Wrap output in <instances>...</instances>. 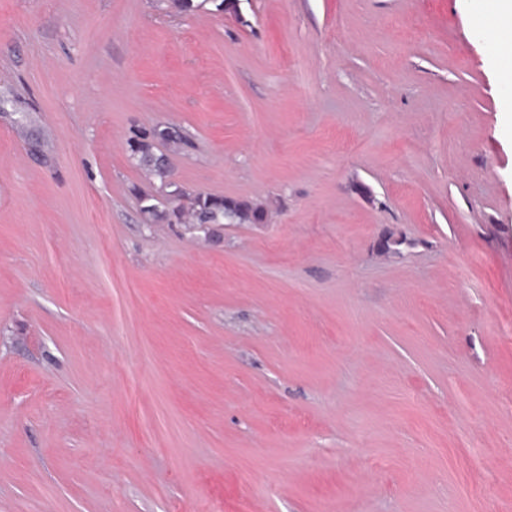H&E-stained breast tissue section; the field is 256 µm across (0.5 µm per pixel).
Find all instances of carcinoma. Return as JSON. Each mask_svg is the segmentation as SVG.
<instances>
[{"instance_id":"obj_1","label":"carcinoma","mask_w":512,"mask_h":512,"mask_svg":"<svg viewBox=\"0 0 512 512\" xmlns=\"http://www.w3.org/2000/svg\"><path fill=\"white\" fill-rule=\"evenodd\" d=\"M189 146L186 134L174 125L155 126L130 140L129 151L136 166L158 181L156 192L141 196L144 223L181 224L188 229L201 224L266 223L268 210L262 203L181 189L172 180L168 156Z\"/></svg>"}]
</instances>
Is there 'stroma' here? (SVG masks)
I'll return each mask as SVG.
<instances>
[{
    "label": "stroma",
    "mask_w": 512,
    "mask_h": 512,
    "mask_svg": "<svg viewBox=\"0 0 512 512\" xmlns=\"http://www.w3.org/2000/svg\"><path fill=\"white\" fill-rule=\"evenodd\" d=\"M491 22L0 0V512H512ZM157 125L191 140L176 183L267 223H143Z\"/></svg>",
    "instance_id": "35a3bbf8"
}]
</instances>
